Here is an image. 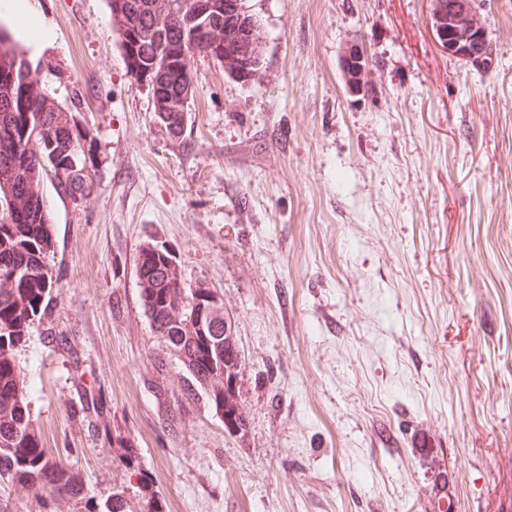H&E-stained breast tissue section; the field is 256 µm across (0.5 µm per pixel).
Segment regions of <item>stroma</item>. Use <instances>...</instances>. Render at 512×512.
Wrapping results in <instances>:
<instances>
[{
  "label": "stroma",
  "mask_w": 512,
  "mask_h": 512,
  "mask_svg": "<svg viewBox=\"0 0 512 512\" xmlns=\"http://www.w3.org/2000/svg\"><path fill=\"white\" fill-rule=\"evenodd\" d=\"M29 2L51 36L16 38L59 105L78 97L96 164L85 202L42 183L60 290L14 357L92 505L434 512L442 481L453 512H512V0L475 2L488 63L437 47L428 0H246L258 70L195 53L177 137L110 0ZM357 41L365 99L340 71ZM149 242L221 297L245 429L201 403L165 423L154 389L176 400L182 368L142 308ZM81 386L105 421L82 419Z\"/></svg>",
  "instance_id": "1"
}]
</instances>
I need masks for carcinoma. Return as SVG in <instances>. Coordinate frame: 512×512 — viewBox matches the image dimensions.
I'll return each mask as SVG.
<instances>
[{
    "instance_id": "1",
    "label": "carcinoma",
    "mask_w": 512,
    "mask_h": 512,
    "mask_svg": "<svg viewBox=\"0 0 512 512\" xmlns=\"http://www.w3.org/2000/svg\"><path fill=\"white\" fill-rule=\"evenodd\" d=\"M450 4L451 0H437L434 23L447 29L454 40L457 33L448 27ZM162 8L173 11L177 23L159 35L152 18ZM249 18L245 0H112V23L130 58L129 70L146 78L157 116L171 133L180 134L186 121V106L177 102L189 96L184 49L190 40L217 60L224 46L206 42L203 30L224 26L228 39L238 41L244 62L236 76L245 78L262 56L256 27L246 26ZM17 53L16 42L0 29V61L11 60ZM35 97L24 82L22 65H17L12 78H0V206L15 196L21 205L17 212H0V276H7L6 285L0 287V478L41 502L43 512H48L58 500L83 502L85 488L73 467L53 459L42 447L14 350L26 341L32 325L43 323L56 285L48 264L52 240L39 184L50 175L57 194L84 202L93 182L83 145L86 130L70 112L37 111ZM138 277L142 305L154 333L175 351L185 368L183 401L203 400L215 412H224L226 429H243L239 396L231 384L221 383V377L229 378L235 371L231 325L214 310L209 289L184 287L172 252L153 244L140 253ZM191 292L201 307L197 318L177 314ZM45 331L47 343L66 352L73 370L79 371L70 338L56 334L51 326ZM78 412L93 423L110 410L91 388L80 392Z\"/></svg>"
}]
</instances>
